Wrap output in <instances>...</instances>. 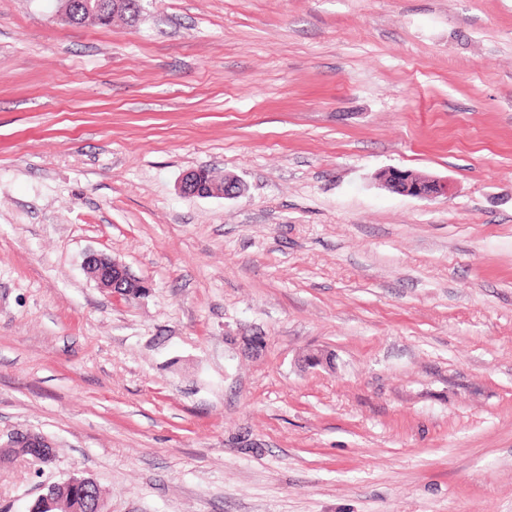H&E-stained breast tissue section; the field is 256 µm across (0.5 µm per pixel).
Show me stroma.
I'll return each instance as SVG.
<instances>
[{"mask_svg":"<svg viewBox=\"0 0 512 512\" xmlns=\"http://www.w3.org/2000/svg\"><path fill=\"white\" fill-rule=\"evenodd\" d=\"M60 5L0 0V512H512V0ZM75 1V0H73ZM71 0L64 1V7L61 9V17L65 22H73L74 19H77L78 16L84 17L85 21L90 20L91 15L95 13V9L90 6L92 4H99L100 13H98L94 19L90 21V24L94 25H107L112 22L115 18L114 15L121 16L122 19L126 20L127 23H134L139 16L140 9L135 12L134 15L131 12L127 11L132 8V5L127 3L126 1L131 0H90L86 7L85 11L80 4L73 2ZM104 1L108 2L104 3ZM112 5V6H111ZM111 6V7H110ZM124 11H127L125 14ZM180 193L193 197H223L234 199L241 195L242 185L233 178H216L206 170L186 173L179 183ZM384 185L394 192L418 199H434L447 196L448 180L426 177L409 170L389 168L383 175ZM85 268L100 288L118 296L136 297L148 288L144 281L130 278L124 266L104 254H88ZM15 443L32 446L31 448H14L13 452L18 455L27 456L34 462L39 463H45L46 458H43L46 454L45 451L47 450L51 453V448H54L53 443L47 437L31 431L14 432L9 438V448ZM92 482H94L91 478L84 477V476H77L72 475L67 480L63 481L62 483H54L51 485H48L45 488V492L42 493L35 502L30 507V512H39L37 510H49L45 512H54L52 509L55 508L56 502L54 499L55 491L57 490L58 486L66 487L68 489L70 488H79L81 490H84L88 485H90ZM60 507L56 509L58 512H93L90 503L96 499H101V491L95 483L94 487L82 494H74L71 490L61 489L58 491Z\"/></svg>","mask_w":512,"mask_h":512,"instance_id":"35a3bbf8","label":"stroma"}]
</instances>
